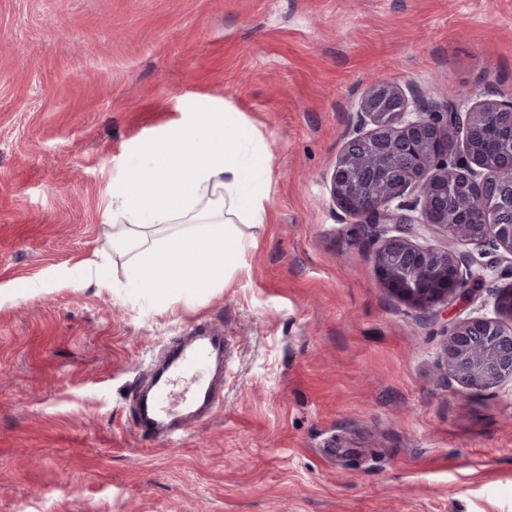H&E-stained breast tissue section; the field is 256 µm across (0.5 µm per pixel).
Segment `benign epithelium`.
I'll use <instances>...</instances> for the list:
<instances>
[{"label":"benign epithelium","mask_w":512,"mask_h":512,"mask_svg":"<svg viewBox=\"0 0 512 512\" xmlns=\"http://www.w3.org/2000/svg\"><path fill=\"white\" fill-rule=\"evenodd\" d=\"M490 115L512 132V97L488 99L463 113L453 98L426 106L417 90L378 78L359 104L331 175L337 207L355 223L378 229L374 260L381 285L436 319L448 318V305L469 302L476 283L495 274L512 276V141L478 150L476 140ZM367 154L387 157L408 173L374 197L367 188L384 179L383 168L354 169ZM450 181L471 189L452 213ZM435 232L446 235V247L416 243ZM457 243L474 249L459 250ZM493 305L494 317L446 324L439 356L448 376L467 389L512 384V285L496 291Z\"/></svg>","instance_id":"obj_1"}]
</instances>
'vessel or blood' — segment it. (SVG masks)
Returning <instances> with one entry per match:
<instances>
[{"instance_id":"vessel-or-blood-1","label":"vessel or blood","mask_w":512,"mask_h":512,"mask_svg":"<svg viewBox=\"0 0 512 512\" xmlns=\"http://www.w3.org/2000/svg\"><path fill=\"white\" fill-rule=\"evenodd\" d=\"M223 358L224 332L209 324L202 334L172 347L164 363L147 374L135 420L137 434L170 442L202 423L222 401L213 364Z\"/></svg>"}]
</instances>
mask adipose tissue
<instances>
[{"label": "adipose tissue", "mask_w": 512, "mask_h": 512, "mask_svg": "<svg viewBox=\"0 0 512 512\" xmlns=\"http://www.w3.org/2000/svg\"><path fill=\"white\" fill-rule=\"evenodd\" d=\"M148 170L112 185V249L126 285L172 300L245 269L247 230L268 219L271 157L233 113L196 112L149 144Z\"/></svg>", "instance_id": "obj_1"}]
</instances>
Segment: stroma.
<instances>
[{
    "instance_id": "obj_1",
    "label": "stroma",
    "mask_w": 512,
    "mask_h": 512,
    "mask_svg": "<svg viewBox=\"0 0 512 512\" xmlns=\"http://www.w3.org/2000/svg\"><path fill=\"white\" fill-rule=\"evenodd\" d=\"M379 75L512 96V0H0V512H512V388L449 378L331 197ZM204 105L267 146L268 221L165 301L125 285L112 182ZM199 319L224 407L142 439L136 385Z\"/></svg>"
}]
</instances>
